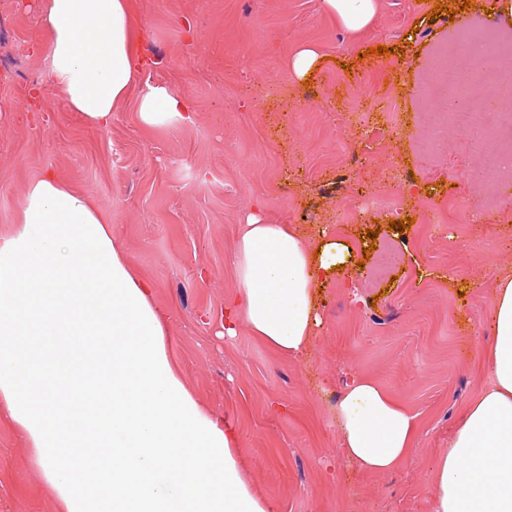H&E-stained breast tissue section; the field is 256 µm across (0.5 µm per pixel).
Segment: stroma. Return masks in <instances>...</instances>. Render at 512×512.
I'll return each mask as SVG.
<instances>
[{"label": "stroma", "instance_id": "obj_1", "mask_svg": "<svg viewBox=\"0 0 512 512\" xmlns=\"http://www.w3.org/2000/svg\"><path fill=\"white\" fill-rule=\"evenodd\" d=\"M377 0L352 34L321 0H133L147 63L140 80L168 85L194 108L191 126L148 129L127 100L102 128L63 95L38 100L0 86V233L28 181L45 171L112 215V232L152 288L166 351L184 386L237 433L254 491L274 512H429L437 458L487 377L493 291L512 272V187L474 178L489 151L460 120L429 144L437 85L429 55L485 21L483 0ZM0 17V62L40 70L47 29L38 0ZM314 46L307 80L290 62ZM392 47L375 55L374 47ZM399 109L391 126L386 101ZM292 224L348 242L364 265L319 281L322 325L298 359L245 325L224 333L236 296L241 224ZM412 218L405 231L394 217ZM377 227L376 240L366 230ZM372 377L419 416L417 448L372 474L340 451L333 405L352 374ZM57 494L31 449L0 416V512H56Z\"/></svg>", "mask_w": 512, "mask_h": 512}]
</instances>
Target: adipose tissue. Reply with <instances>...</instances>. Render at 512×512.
Listing matches in <instances>:
<instances>
[{
	"label": "adipose tissue",
	"mask_w": 512,
	"mask_h": 512,
	"mask_svg": "<svg viewBox=\"0 0 512 512\" xmlns=\"http://www.w3.org/2000/svg\"><path fill=\"white\" fill-rule=\"evenodd\" d=\"M352 32L376 0H321ZM48 30L44 84L97 126L136 93L147 128L192 123L170 87L137 84L142 33L132 0H40ZM353 249L308 246L293 225L249 217L233 256L237 295L226 333L244 322L274 350L301 357L321 325L313 286ZM41 281L29 288V278ZM39 337L29 359L16 325ZM151 290L112 235L111 215L55 175L30 180L15 227L0 233V400L54 485L62 512H272L252 489L234 431L183 387L166 352ZM488 383L440 455L430 512H512V277L498 280ZM340 450L387 473L416 447L418 416L370 378L337 397Z\"/></svg>",
	"instance_id": "ef3b65f1"
}]
</instances>
